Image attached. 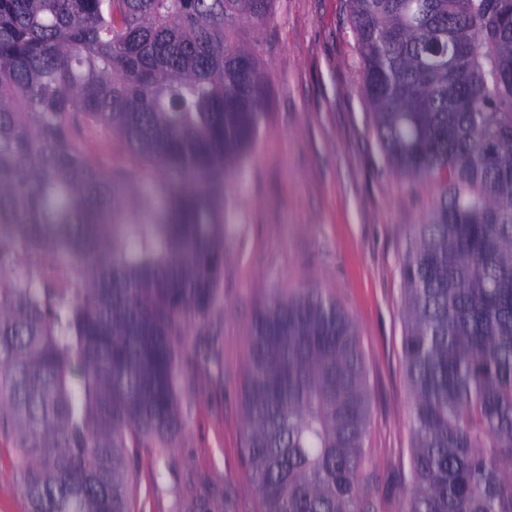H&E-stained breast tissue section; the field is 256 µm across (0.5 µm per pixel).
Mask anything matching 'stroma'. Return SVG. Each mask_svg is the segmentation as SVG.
Segmentation results:
<instances>
[{"label": "stroma", "mask_w": 512, "mask_h": 512, "mask_svg": "<svg viewBox=\"0 0 512 512\" xmlns=\"http://www.w3.org/2000/svg\"><path fill=\"white\" fill-rule=\"evenodd\" d=\"M265 76L259 134L224 187L219 298L186 319L178 372L185 429L133 448V512H262L244 453L250 327L277 291L323 289L353 318L369 422L367 491L402 512L411 433L402 366V263L435 189L391 167L362 92L346 0H276L240 29ZM0 512H29L12 437L0 435Z\"/></svg>", "instance_id": "1"}]
</instances>
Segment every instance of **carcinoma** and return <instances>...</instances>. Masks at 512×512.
<instances>
[{"instance_id": "1", "label": "carcinoma", "mask_w": 512, "mask_h": 512, "mask_svg": "<svg viewBox=\"0 0 512 512\" xmlns=\"http://www.w3.org/2000/svg\"><path fill=\"white\" fill-rule=\"evenodd\" d=\"M274 2L0 0V432L30 512H131L128 449L184 427L185 319L263 116L232 32ZM347 2L385 155L437 192L402 267V512H512V0ZM99 132L133 164L91 162ZM244 408L263 512H375L356 326L322 289L256 310Z\"/></svg>"}]
</instances>
